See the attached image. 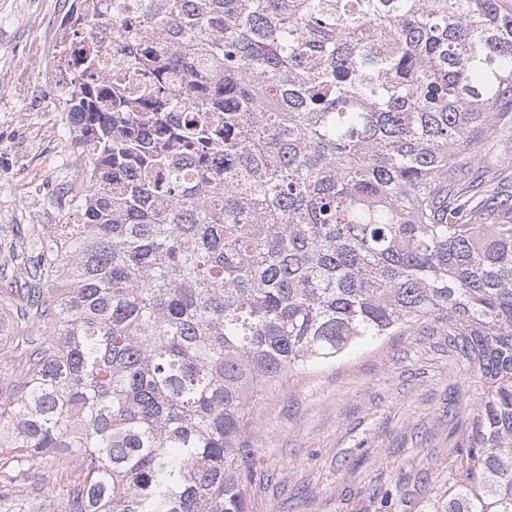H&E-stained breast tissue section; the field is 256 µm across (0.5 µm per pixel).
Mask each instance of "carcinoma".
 Returning a JSON list of instances; mask_svg holds the SVG:
<instances>
[{"instance_id": "1", "label": "carcinoma", "mask_w": 512, "mask_h": 512, "mask_svg": "<svg viewBox=\"0 0 512 512\" xmlns=\"http://www.w3.org/2000/svg\"><path fill=\"white\" fill-rule=\"evenodd\" d=\"M100 2L59 80L81 220L0 293V512H45L36 461L59 512H249L259 393L425 320L484 383L438 512H512V162L469 180L512 0H157L110 82ZM42 471V467L33 466L27 472L26 482L30 484L28 486V490L32 491L34 494H38L44 497V502L47 507H50L49 504L53 507H56L62 500L63 492L58 488L43 486V483L40 479V473Z\"/></svg>"}]
</instances>
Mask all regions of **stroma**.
I'll return each instance as SVG.
<instances>
[{
	"instance_id": "35a3bbf8",
	"label": "stroma",
	"mask_w": 512,
	"mask_h": 512,
	"mask_svg": "<svg viewBox=\"0 0 512 512\" xmlns=\"http://www.w3.org/2000/svg\"><path fill=\"white\" fill-rule=\"evenodd\" d=\"M73 0H0V245L75 221L60 187L82 163L56 70ZM432 321L294 371L262 392L248 440L250 512H430L456 480L454 443L481 398Z\"/></svg>"
}]
</instances>
